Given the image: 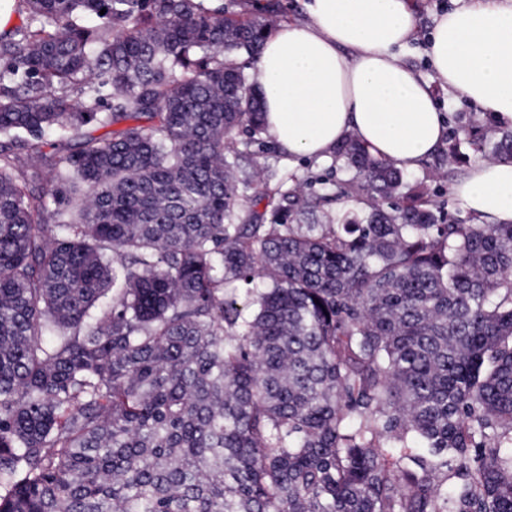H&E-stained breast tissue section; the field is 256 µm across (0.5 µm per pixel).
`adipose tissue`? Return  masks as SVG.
<instances>
[{"mask_svg":"<svg viewBox=\"0 0 512 512\" xmlns=\"http://www.w3.org/2000/svg\"><path fill=\"white\" fill-rule=\"evenodd\" d=\"M414 34L408 0H309L306 18L283 24L255 59L279 148L322 158L351 135L399 168L418 167L446 125L430 85L402 60ZM429 56L449 94L512 121V0H464L438 16ZM451 194L479 222H512V161H476Z\"/></svg>","mask_w":512,"mask_h":512,"instance_id":"ef3b65f1","label":"adipose tissue"}]
</instances>
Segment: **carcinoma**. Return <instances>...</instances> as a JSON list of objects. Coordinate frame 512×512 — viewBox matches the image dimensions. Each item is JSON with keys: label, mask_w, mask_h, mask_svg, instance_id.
I'll return each instance as SVG.
<instances>
[{"label": "carcinoma", "mask_w": 512, "mask_h": 512, "mask_svg": "<svg viewBox=\"0 0 512 512\" xmlns=\"http://www.w3.org/2000/svg\"><path fill=\"white\" fill-rule=\"evenodd\" d=\"M14 3L0 512H512V224L384 209L351 136L302 223L330 188L270 165L236 62L276 0Z\"/></svg>", "instance_id": "1"}]
</instances>
